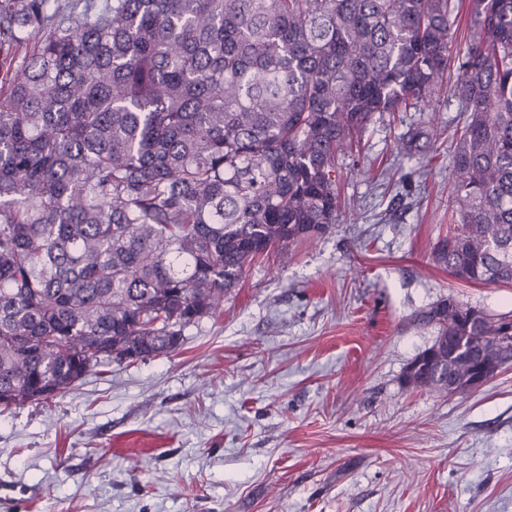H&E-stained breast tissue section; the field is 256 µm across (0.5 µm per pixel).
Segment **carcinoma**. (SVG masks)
<instances>
[{"mask_svg":"<svg viewBox=\"0 0 512 512\" xmlns=\"http://www.w3.org/2000/svg\"><path fill=\"white\" fill-rule=\"evenodd\" d=\"M452 0H0V408L128 352L168 356L246 268L317 238L337 154L432 101ZM454 96L456 278L512 285V0H468ZM443 299L408 383L512 363V314ZM464 336V349L448 337Z\"/></svg>","mask_w":512,"mask_h":512,"instance_id":"obj_1","label":"carcinoma"}]
</instances>
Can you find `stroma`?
Listing matches in <instances>:
<instances>
[{
    "instance_id": "obj_1",
    "label": "stroma",
    "mask_w": 512,
    "mask_h": 512,
    "mask_svg": "<svg viewBox=\"0 0 512 512\" xmlns=\"http://www.w3.org/2000/svg\"><path fill=\"white\" fill-rule=\"evenodd\" d=\"M463 121L449 90L375 118L338 222L259 258L179 350L0 413V512H512V365L403 382L433 303L512 311L435 258Z\"/></svg>"
}]
</instances>
